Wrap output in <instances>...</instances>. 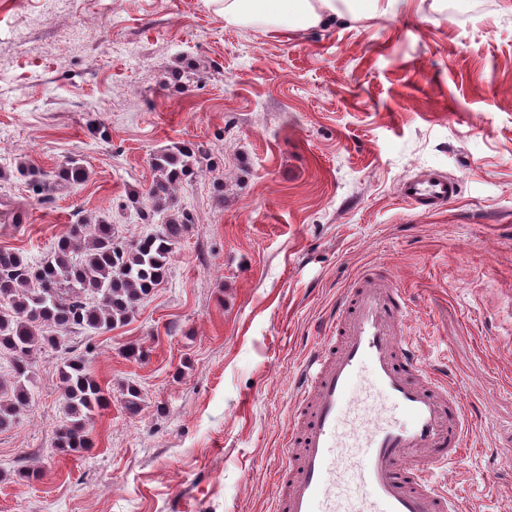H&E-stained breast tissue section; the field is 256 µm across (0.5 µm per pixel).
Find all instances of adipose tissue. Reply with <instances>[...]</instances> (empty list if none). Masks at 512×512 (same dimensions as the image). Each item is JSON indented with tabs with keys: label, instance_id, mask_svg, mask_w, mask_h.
Returning <instances> with one entry per match:
<instances>
[{
	"label": "adipose tissue",
	"instance_id": "1",
	"mask_svg": "<svg viewBox=\"0 0 512 512\" xmlns=\"http://www.w3.org/2000/svg\"><path fill=\"white\" fill-rule=\"evenodd\" d=\"M399 0H209L215 12L233 27L295 31L321 26L348 11L358 18L391 10Z\"/></svg>",
	"mask_w": 512,
	"mask_h": 512
}]
</instances>
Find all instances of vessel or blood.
<instances>
[{
	"mask_svg": "<svg viewBox=\"0 0 512 512\" xmlns=\"http://www.w3.org/2000/svg\"><path fill=\"white\" fill-rule=\"evenodd\" d=\"M458 193L440 174L402 186L424 207ZM410 306L384 272L355 276L337 296L302 365L273 512H451L434 475L459 460L471 421L458 386L406 336Z\"/></svg>",
	"mask_w": 512,
	"mask_h": 512,
	"instance_id": "b4317fda",
	"label": "vessel or blood"
}]
</instances>
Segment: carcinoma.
Segmentation results:
<instances>
[{"label":"carcinoma","instance_id":"carcinoma-1","mask_svg":"<svg viewBox=\"0 0 512 512\" xmlns=\"http://www.w3.org/2000/svg\"><path fill=\"white\" fill-rule=\"evenodd\" d=\"M204 152L193 143H175L152 158L154 179L146 192L134 190L123 209L158 219L159 228L130 243L115 238L112 223L79 218L40 261L0 248V353L12 357V381L0 383V430L12 426L32 400L36 355L63 351L59 366L64 420L55 441L57 453L81 455L94 447L93 416L108 407L110 394L89 372L86 361L64 346L66 334L93 329L108 332L127 322L138 304L166 277L175 245L194 224L178 208L176 183L194 174ZM17 178L40 204L87 181L83 161L70 158L46 172L19 164ZM142 393L134 385L123 392L126 411H139Z\"/></svg>","mask_w":512,"mask_h":512}]
</instances>
